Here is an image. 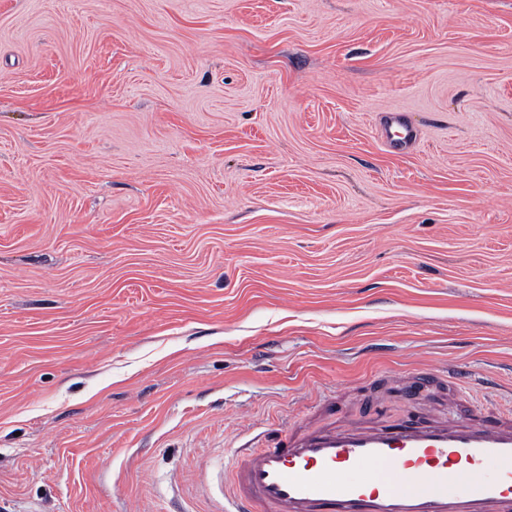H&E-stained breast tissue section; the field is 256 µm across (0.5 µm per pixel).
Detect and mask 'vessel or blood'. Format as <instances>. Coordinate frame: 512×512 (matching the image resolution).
<instances>
[{
  "label": "vessel or blood",
  "mask_w": 512,
  "mask_h": 512,
  "mask_svg": "<svg viewBox=\"0 0 512 512\" xmlns=\"http://www.w3.org/2000/svg\"><path fill=\"white\" fill-rule=\"evenodd\" d=\"M381 134L416 139L397 112ZM223 482L226 512H512V414L276 428L234 451Z\"/></svg>",
  "instance_id": "vessel-or-blood-1"
}]
</instances>
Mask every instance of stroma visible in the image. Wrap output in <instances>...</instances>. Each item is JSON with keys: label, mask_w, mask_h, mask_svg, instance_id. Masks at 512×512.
Instances as JSON below:
<instances>
[{"label": "stroma", "mask_w": 512, "mask_h": 512, "mask_svg": "<svg viewBox=\"0 0 512 512\" xmlns=\"http://www.w3.org/2000/svg\"><path fill=\"white\" fill-rule=\"evenodd\" d=\"M327 399L512 407V0H0V512H224ZM395 127L400 131V135H397V140H394L391 132ZM380 132L381 136L387 138L390 146L400 147L401 149L408 148L416 140L415 128L406 120L403 114L397 112H388L383 116Z\"/></svg>", "instance_id": "stroma-1"}]
</instances>
